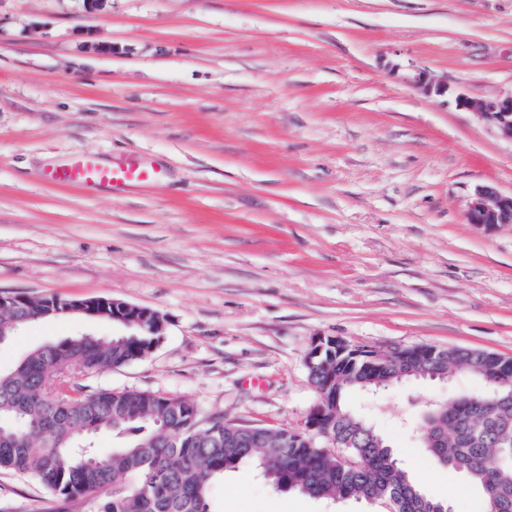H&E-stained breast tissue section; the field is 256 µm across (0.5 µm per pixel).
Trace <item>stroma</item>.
<instances>
[{
    "label": "stroma",
    "instance_id": "stroma-1",
    "mask_svg": "<svg viewBox=\"0 0 512 512\" xmlns=\"http://www.w3.org/2000/svg\"><path fill=\"white\" fill-rule=\"evenodd\" d=\"M111 51H93V44ZM426 72L449 94L427 95ZM512 93V0H0V295L102 296L164 319L144 358L74 379L149 391L246 426L299 428L317 336L512 358V224H469L481 184L512 192V142L452 95ZM88 152L159 181L120 196L48 172ZM108 324L57 317L0 345ZM482 384L458 371L347 405L428 496L480 512L411 428L427 402ZM213 512H386L276 491L243 463ZM0 472V512H96Z\"/></svg>",
    "mask_w": 512,
    "mask_h": 512
}]
</instances>
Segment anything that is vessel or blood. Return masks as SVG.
I'll list each match as a JSON object with an SVG mask.
<instances>
[{
  "mask_svg": "<svg viewBox=\"0 0 512 512\" xmlns=\"http://www.w3.org/2000/svg\"><path fill=\"white\" fill-rule=\"evenodd\" d=\"M160 176V171L146 162L103 167L88 154L72 157L51 173L52 180L59 183L103 186L116 193L131 183L156 181Z\"/></svg>",
  "mask_w": 512,
  "mask_h": 512,
  "instance_id": "1",
  "label": "vessel or blood"
}]
</instances>
